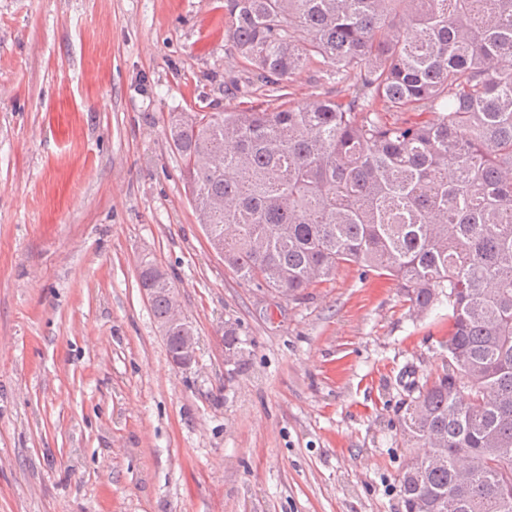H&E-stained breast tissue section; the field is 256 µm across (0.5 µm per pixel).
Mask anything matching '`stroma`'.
Masks as SVG:
<instances>
[{
  "mask_svg": "<svg viewBox=\"0 0 512 512\" xmlns=\"http://www.w3.org/2000/svg\"><path fill=\"white\" fill-rule=\"evenodd\" d=\"M227 25L225 0H0V512H405L448 306L354 264L282 298L209 248L168 128L256 102ZM140 287L143 288L150 302L151 311L154 318L160 324L171 358L177 351V346L181 338L178 353L173 364L176 367H189L196 361L198 339L196 334L189 330L186 335V329L180 324H187L188 321L182 313L180 304L176 297L173 298L171 310L172 321L169 319V310L172 301L170 290L162 288H173L166 274L152 261L141 262L139 273ZM180 323V324H175Z\"/></svg>",
  "mask_w": 512,
  "mask_h": 512,
  "instance_id": "35a3bbf8",
  "label": "stroma"
}]
</instances>
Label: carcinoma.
Listing matches in <instances>:
<instances>
[{
	"mask_svg": "<svg viewBox=\"0 0 512 512\" xmlns=\"http://www.w3.org/2000/svg\"><path fill=\"white\" fill-rule=\"evenodd\" d=\"M225 41L268 105L169 129L208 242L244 281L290 296L354 263L423 314L448 298V373L402 418L447 467L399 478L406 512H512V0H227ZM303 29L304 39L296 36ZM314 64L345 85L301 106ZM414 113L412 119L386 118ZM140 287L169 355L186 329L152 261ZM464 454L474 473L454 480Z\"/></svg>",
	"mask_w": 512,
	"mask_h": 512,
	"instance_id": "1",
	"label": "carcinoma"
}]
</instances>
